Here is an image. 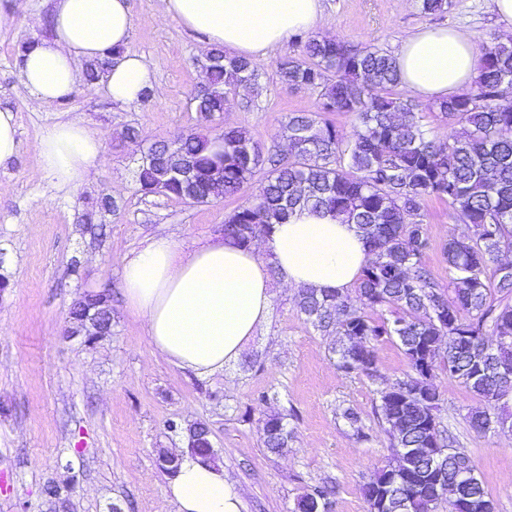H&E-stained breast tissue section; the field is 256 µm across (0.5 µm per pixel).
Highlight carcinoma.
Instances as JSON below:
<instances>
[{"instance_id":"obj_1","label":"carcinoma","mask_w":512,"mask_h":512,"mask_svg":"<svg viewBox=\"0 0 512 512\" xmlns=\"http://www.w3.org/2000/svg\"><path fill=\"white\" fill-rule=\"evenodd\" d=\"M428 15H442L452 0H419ZM205 89L193 100L207 121L224 111L228 94L257 84L252 62L210 51ZM283 83L319 92L316 112L288 114L282 137L288 152L264 156L248 131H188L147 148L136 171L138 191L186 200L214 201L212 182L222 197L238 195L258 181L252 200L224 222V240L242 247L269 234L297 209L325 211L354 224L369 243L373 259L356 284L355 297L301 288L297 308L324 333L341 337L337 367L381 380L376 343L396 340L410 368L405 378L382 385L379 418L394 448L395 463L378 470L363 485L369 512H434L437 470L425 452L448 449L443 467L448 490L466 498L459 512H484L489 497L481 479L461 488L455 476L474 470L470 457L454 446L441 425V395L432 382L445 370L469 392L492 403L502 396L497 369L512 365V273L499 254L512 248V46L491 42L480 48L478 76L451 97L426 106L394 93L400 84L395 59L370 46H351L309 37L298 57L276 64ZM440 112L460 126L446 139L424 123L425 112ZM342 112L352 117L354 133L345 137L322 117ZM177 155L195 170L188 185L169 182L164 169ZM448 202L471 225L468 236H449L443 246L448 288L438 286L424 268L430 248L421 209L425 199ZM389 310L390 317L376 315ZM473 337L474 347L459 348L444 337ZM512 416L477 410L471 429L485 433ZM282 413L266 416L263 445L271 454L288 448L290 433ZM336 486L323 482L297 501L298 512H332Z\"/></svg>"}]
</instances>
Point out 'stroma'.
<instances>
[{"mask_svg": "<svg viewBox=\"0 0 512 512\" xmlns=\"http://www.w3.org/2000/svg\"><path fill=\"white\" fill-rule=\"evenodd\" d=\"M129 3V48L155 75L148 98L134 107L112 102L100 86L41 103L22 87L19 61L24 43L51 37L53 0H0L14 12L0 28V109L14 112L19 140L17 154L0 162V512H51L50 484L68 487L69 512H176L157 451L183 450V427L200 421L243 512H294L298 498L326 480L338 487L333 512H368L362 487L393 458L377 419V386L337 369L333 337L300 314L295 290L274 286L271 316L244 350L257 361L252 370L233 362L206 378L159 354L124 297L125 254L159 235L220 236L255 192L250 186L208 204L138 192L134 175L150 143L201 125L193 94L206 46L201 35L160 18L158 0ZM322 8L317 35L391 55L420 28H461L478 48L501 34L493 0H453L435 17L416 0H322ZM301 49L293 38L273 50L259 66L257 94L230 96L215 123L247 130L263 150L284 149L289 113L318 109L317 90L289 87L277 74V62ZM58 119L83 121L106 146L75 189H56L39 158L40 131ZM104 195L118 204L116 214L98 213ZM423 214L431 239L423 263L444 287L442 246L470 227L439 200H427ZM90 291L112 305V334L92 345L65 335L73 303ZM433 382L440 420L474 461L495 512H512V433L473 431L468 415L485 401L446 372ZM262 393L267 403H258ZM347 407L361 416L364 438L342 418ZM272 412L287 414L292 433L279 455L262 444Z\"/></svg>", "mask_w": 512, "mask_h": 512, "instance_id": "obj_1", "label": "stroma"}]
</instances>
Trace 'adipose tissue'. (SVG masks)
<instances>
[{
    "label": "adipose tissue",
    "instance_id": "obj_1",
    "mask_svg": "<svg viewBox=\"0 0 512 512\" xmlns=\"http://www.w3.org/2000/svg\"><path fill=\"white\" fill-rule=\"evenodd\" d=\"M162 18L201 34L207 47H221L255 63L296 33L315 29L320 0H159ZM51 39L33 42L22 54V83L46 104L69 98L87 64L109 61L103 85L113 102L140 103L153 81L142 56L128 43L133 17L128 0H55ZM400 87L410 97L441 100L471 84L478 55L468 34L455 28H424L409 35L396 54ZM43 169L59 187L84 184L105 145L82 121L58 120L39 136ZM370 258L356 225L327 213L295 211L274 225L260 247L224 240L179 242L151 238L125 256L123 293L140 317L155 349L175 367L207 377L239 359L267 323L273 280L290 288L346 292ZM167 493L177 512H242L222 464L184 456Z\"/></svg>",
    "mask_w": 512,
    "mask_h": 512
}]
</instances>
